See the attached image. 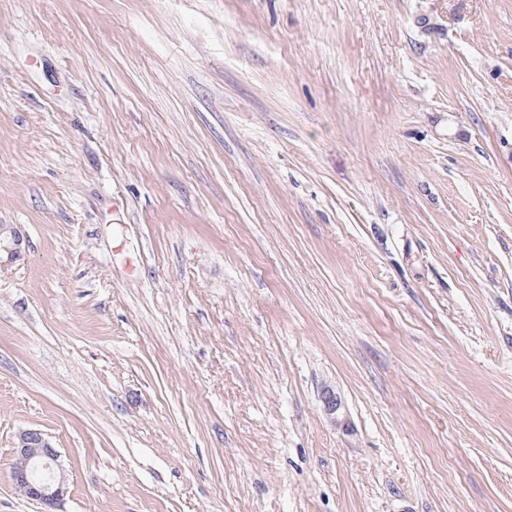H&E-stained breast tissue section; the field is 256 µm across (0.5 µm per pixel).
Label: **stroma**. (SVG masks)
<instances>
[{"mask_svg": "<svg viewBox=\"0 0 512 512\" xmlns=\"http://www.w3.org/2000/svg\"><path fill=\"white\" fill-rule=\"evenodd\" d=\"M0 224V512H512V0H0ZM17 460L12 468L14 486L28 499L53 512L66 490V476L58 464V453L38 430H22L17 436ZM40 469L44 478L30 482L28 471Z\"/></svg>", "mask_w": 512, "mask_h": 512, "instance_id": "obj_1", "label": "stroma"}]
</instances>
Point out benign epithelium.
<instances>
[{"label":"benign epithelium","mask_w":512,"mask_h":512,"mask_svg":"<svg viewBox=\"0 0 512 512\" xmlns=\"http://www.w3.org/2000/svg\"><path fill=\"white\" fill-rule=\"evenodd\" d=\"M23 238L9 224L0 225V252L17 256ZM14 486L28 499L52 512L66 490V476L58 464V453L38 430H22L17 436V460L12 468Z\"/></svg>","instance_id":"7a95c632"}]
</instances>
